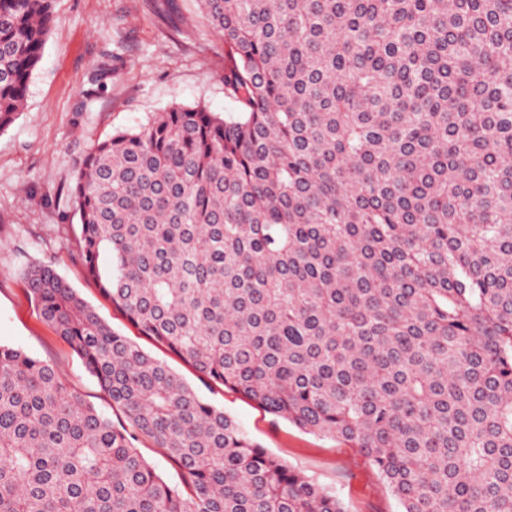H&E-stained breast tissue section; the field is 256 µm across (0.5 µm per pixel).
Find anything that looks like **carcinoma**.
I'll return each mask as SVG.
<instances>
[{
  "label": "carcinoma",
  "mask_w": 512,
  "mask_h": 512,
  "mask_svg": "<svg viewBox=\"0 0 512 512\" xmlns=\"http://www.w3.org/2000/svg\"><path fill=\"white\" fill-rule=\"evenodd\" d=\"M198 3L240 115L175 105L84 156L87 278L201 378L350 443L400 512H512V0ZM51 8L0 0L1 132ZM25 278L126 423L0 345V512H346L55 270ZM143 456L154 465L161 473L174 477L173 467L168 460L164 457L160 448H155L150 439H142L138 445Z\"/></svg>",
  "instance_id": "cac0c4a2"
}]
</instances>
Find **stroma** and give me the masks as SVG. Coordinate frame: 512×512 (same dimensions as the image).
<instances>
[{
  "mask_svg": "<svg viewBox=\"0 0 512 512\" xmlns=\"http://www.w3.org/2000/svg\"><path fill=\"white\" fill-rule=\"evenodd\" d=\"M224 44L196 0H54L51 30L26 103L0 132V344L53 366L87 403L123 423L81 359L43 321L24 271L53 268L115 331L177 371L288 466L336 492L346 512H398L377 471L349 444L302 430L140 335L86 278L72 197L83 156L113 130L174 105L222 115Z\"/></svg>",
  "mask_w": 512,
  "mask_h": 512,
  "instance_id": "obj_1",
  "label": "stroma"
}]
</instances>
